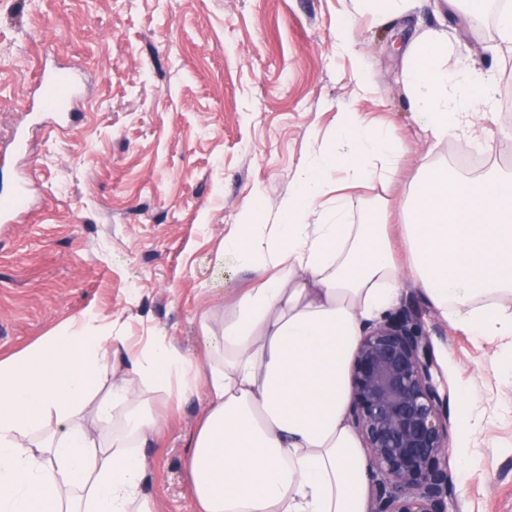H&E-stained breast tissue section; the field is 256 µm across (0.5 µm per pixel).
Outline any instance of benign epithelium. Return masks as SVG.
<instances>
[{"label": "benign epithelium", "mask_w": 512, "mask_h": 512, "mask_svg": "<svg viewBox=\"0 0 512 512\" xmlns=\"http://www.w3.org/2000/svg\"><path fill=\"white\" fill-rule=\"evenodd\" d=\"M432 367L431 338L410 310L364 328L348 418L368 456L369 512H447L450 433Z\"/></svg>", "instance_id": "benign-epithelium-1"}]
</instances>
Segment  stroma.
<instances>
[{
	"instance_id": "35a3bbf8",
	"label": "stroma",
	"mask_w": 512,
	"mask_h": 512,
	"mask_svg": "<svg viewBox=\"0 0 512 512\" xmlns=\"http://www.w3.org/2000/svg\"><path fill=\"white\" fill-rule=\"evenodd\" d=\"M347 15L355 50L340 53L336 22ZM440 27L454 60L495 72L490 153L454 137L428 140L408 103L405 49ZM499 44L492 16L476 24L443 0L385 26L352 0H0V148L21 128L31 142L0 171V190L23 175L33 199L22 223H0V359L86 313L131 342L164 336L202 359L203 311L223 317L250 285L225 259V237L253 195L278 203L342 113L392 124L404 178L421 163L460 158L512 171V57L500 59ZM42 67L83 77L78 117L65 128L41 126L26 110ZM400 302L420 311L447 395L448 512H512V384L498 375L495 346L453 330L412 285ZM469 382L483 403L467 473L457 457L458 389ZM201 402L170 405L142 451L156 512H195L186 457Z\"/></svg>"
}]
</instances>
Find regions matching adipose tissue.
Here are the masks:
<instances>
[{
  "mask_svg": "<svg viewBox=\"0 0 512 512\" xmlns=\"http://www.w3.org/2000/svg\"><path fill=\"white\" fill-rule=\"evenodd\" d=\"M446 31L410 45L403 78L435 142L485 148L478 117L499 88L460 64ZM391 129L344 113L275 209L245 210L224 254L252 274L224 322L203 323V362L162 336L129 344L90 315L0 360V512H155L141 450L158 402L206 392L186 467L197 512H367L362 441L347 421L364 327L404 282L461 332L498 343L512 379V172L421 165L394 214L353 216L348 189L392 182ZM331 204H323L325 194Z\"/></svg>",
  "mask_w": 512,
  "mask_h": 512,
  "instance_id": "1",
  "label": "adipose tissue"
}]
</instances>
